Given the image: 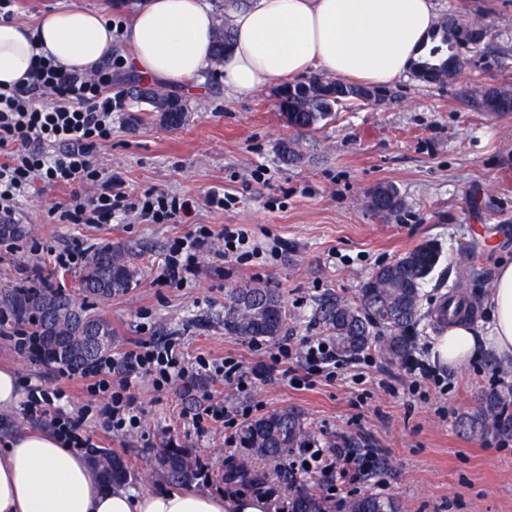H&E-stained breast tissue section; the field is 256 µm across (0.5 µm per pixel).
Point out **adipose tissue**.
<instances>
[{
	"label": "adipose tissue",
	"mask_w": 512,
	"mask_h": 512,
	"mask_svg": "<svg viewBox=\"0 0 512 512\" xmlns=\"http://www.w3.org/2000/svg\"><path fill=\"white\" fill-rule=\"evenodd\" d=\"M436 17L434 0H248L231 15L234 47L217 66L208 0H137L124 28L133 49L126 64L146 81L194 90L215 66L236 95L312 69L388 86L418 58ZM112 40L95 9L55 10L33 27L0 18V87L21 84L38 53L67 71L91 72L111 53ZM489 304L488 336L465 319L449 324L431 346L433 361L462 368L488 347L512 360V262L499 267ZM0 512H266V505L246 496L107 489L78 450L31 430L0 451Z\"/></svg>",
	"instance_id": "adipose-tissue-1"
}]
</instances>
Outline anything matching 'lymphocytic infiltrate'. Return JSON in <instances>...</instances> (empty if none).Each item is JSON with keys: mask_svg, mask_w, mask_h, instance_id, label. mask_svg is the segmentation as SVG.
I'll use <instances>...</instances> for the list:
<instances>
[{"mask_svg": "<svg viewBox=\"0 0 512 512\" xmlns=\"http://www.w3.org/2000/svg\"><path fill=\"white\" fill-rule=\"evenodd\" d=\"M111 83V68L69 73L43 57L26 82L0 89V222L14 219L21 198L39 181L69 189L68 199L56 208L62 224H108L131 214L151 224H167L196 208L195 198L159 190L131 196L120 176L104 175L95 163L93 150L111 140L112 114L122 108V98L106 93ZM49 145L54 148L50 154L45 151ZM207 249L238 262L263 255L262 249L251 245L246 230L227 226L216 231L202 224L172 240L161 267V280L176 288L186 286L198 272L199 257ZM299 356L310 377L353 361L323 336L306 340ZM291 357V351L282 348L249 368L225 360L214 365L213 374L241 390L251 380L273 375L278 365ZM141 374L151 376L160 390L185 379L188 370L174 346L141 342L124 352L120 361L107 357L78 372L77 378L88 392L109 394L108 431L139 428L141 419L129 391L133 378ZM51 404L47 389L37 385L28 388L26 407L30 414L48 417L53 432L70 447H93L92 435L81 432L82 418L51 414ZM297 454L312 459L321 474L341 482L356 477L364 466L362 453L346 445H314L298 449Z\"/></svg>", "mask_w": 512, "mask_h": 512, "instance_id": "f902f5d3", "label": "lymphocytic infiltrate"}]
</instances>
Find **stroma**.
<instances>
[{
	"instance_id": "35a3bbf8",
	"label": "stroma",
	"mask_w": 512,
	"mask_h": 512,
	"mask_svg": "<svg viewBox=\"0 0 512 512\" xmlns=\"http://www.w3.org/2000/svg\"><path fill=\"white\" fill-rule=\"evenodd\" d=\"M134 2L19 0L15 18L31 26L41 14L81 6L123 22ZM435 2L440 17L455 16L460 25L484 32L480 49L457 46L465 62L462 73L443 86L401 78L388 86L383 102L337 106L326 125L309 133L282 121L274 89L233 95L211 72L201 91L166 87L168 97L188 109L185 124L173 128L139 101L148 82L129 69L113 68L112 88L126 93L127 109L113 113L111 141L94 150L103 172L120 175L133 195L157 188L201 200L215 189L232 197V204L221 210L200 204L191 217L171 224H148L132 215L120 224L77 226L58 223L52 214L64 193L36 184L16 214L17 223L36 233L0 243V288L47 278L76 293L81 269L53 267L45 247L59 250L77 239L109 246L124 251L139 273L136 288L89 302L93 313L112 324L113 359L137 342L174 337L188 362L231 357L249 367L268 359L280 340L297 346L322 335L320 303L336 298L357 303L378 266L431 242L441 257L421 288L424 317L414 333L415 356L429 358L430 345L442 332L433 314L456 291L472 303L474 328L487 333L493 278L500 264L512 262V113L478 111L470 95L512 87V0ZM284 144L294 148L297 160L283 161ZM379 184L395 186L404 201L387 219L367 207L368 192ZM199 224L217 231L231 224L263 248L282 242L287 249L245 264L206 252L186 287L165 285L159 265L170 241ZM246 281L283 300L288 319L280 339L225 333L224 298ZM360 359L304 388L276 374L233 392L201 375L159 392L142 376L132 387L141 429L123 435L104 430L106 397L90 395L57 370L21 357L13 334L0 333V368L13 369L25 386L61 388L56 408L85 411L86 430L97 445L126 461L125 486L135 492L291 497L271 465L255 466L262 484L225 481V469L245 453L224 440L240 422L205 434L188 425L206 407L207 396L221 393L225 404L254 418L279 409L299 413L321 447L343 437L351 447L377 449L380 466L350 484L306 475L307 486L332 501L372 494L398 501L402 512H512V436H482L468 424L487 394H512V362L486 352L464 368L440 367L414 383L402 362L379 346ZM172 438L201 465L191 480L175 479L160 467Z\"/></svg>"
}]
</instances>
